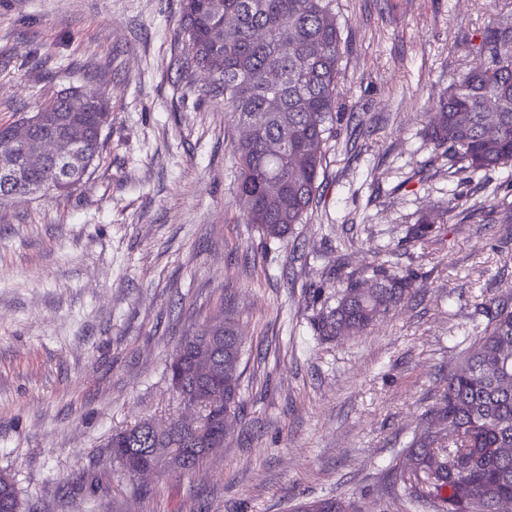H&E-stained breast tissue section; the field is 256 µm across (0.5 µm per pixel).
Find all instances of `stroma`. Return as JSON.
Segmentation results:
<instances>
[{"instance_id": "35a3bbf8", "label": "stroma", "mask_w": 512, "mask_h": 512, "mask_svg": "<svg viewBox=\"0 0 512 512\" xmlns=\"http://www.w3.org/2000/svg\"><path fill=\"white\" fill-rule=\"evenodd\" d=\"M344 53L323 195L285 242L242 223L224 99L184 48L181 0H0V125L59 89L109 99L96 168L72 193L0 197V472L22 512H292L342 498L407 512L395 478L450 373L512 298V172L469 176L423 136L474 64L462 43L512 0H335ZM466 206L458 208L455 195ZM447 222L427 241L421 213ZM418 274L366 331L315 322L380 251ZM232 311L241 398L223 448L133 485L113 431L184 413L181 342ZM435 224H444L443 217L430 212L421 214L410 229L411 238L417 241L428 239L439 228Z\"/></svg>"}]
</instances>
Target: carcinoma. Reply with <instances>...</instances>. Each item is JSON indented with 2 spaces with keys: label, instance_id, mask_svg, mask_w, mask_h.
Instances as JSON below:
<instances>
[{
  "label": "carcinoma",
  "instance_id": "obj_1",
  "mask_svg": "<svg viewBox=\"0 0 512 512\" xmlns=\"http://www.w3.org/2000/svg\"><path fill=\"white\" fill-rule=\"evenodd\" d=\"M182 30L195 65L210 77L212 91L224 96L225 115L255 127L252 139L234 145L236 195L242 219L265 241H283L304 223L320 198V145L334 133L342 57L340 27L332 0H182ZM319 51L310 53L313 43ZM476 62L454 80L426 113L425 137L448 160L473 175L512 166V21L485 29L468 48ZM43 135L67 151L85 142L81 170L59 172L54 163L24 168L13 190L31 186L68 194L100 159L99 129L111 120L105 99L95 112H73L58 92L36 113ZM14 125H0V155L18 159ZM444 223L423 213L411 238L426 240ZM382 251L372 265V284L351 281L337 306L321 321L322 335L335 337L370 327L411 296L415 276L402 274ZM242 344L224 342L216 365L224 381V417L241 413ZM183 388L192 395L202 383L184 363ZM434 426L451 430L441 441L426 434L412 441L407 457L414 489L412 505L429 501L436 512H494L512 502V307L497 304L478 346L448 377L430 411ZM153 448L155 438L140 423L112 434L110 447ZM0 512H21L14 483L0 472ZM298 512H349L344 501L306 502Z\"/></svg>",
  "mask_w": 512,
  "mask_h": 512
}]
</instances>
